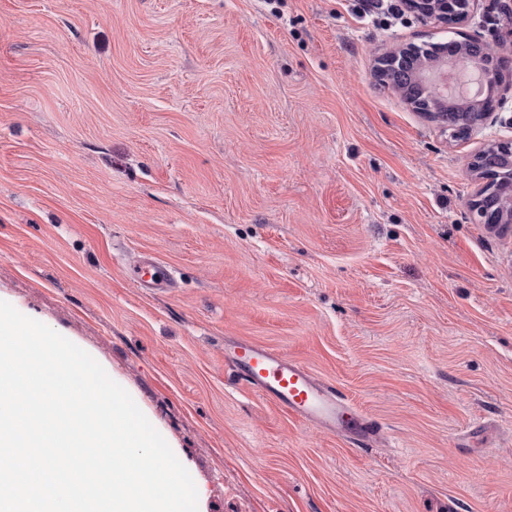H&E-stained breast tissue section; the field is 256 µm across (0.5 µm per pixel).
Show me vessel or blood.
Returning a JSON list of instances; mask_svg holds the SVG:
<instances>
[{"mask_svg": "<svg viewBox=\"0 0 512 512\" xmlns=\"http://www.w3.org/2000/svg\"><path fill=\"white\" fill-rule=\"evenodd\" d=\"M127 275L141 288L167 287L173 281L170 267L151 259L128 265ZM225 357L242 385L287 412L289 418L359 447L369 446L377 436V427L354 402L302 363L249 340L236 341Z\"/></svg>", "mask_w": 512, "mask_h": 512, "instance_id": "obj_1", "label": "vessel or blood"}]
</instances>
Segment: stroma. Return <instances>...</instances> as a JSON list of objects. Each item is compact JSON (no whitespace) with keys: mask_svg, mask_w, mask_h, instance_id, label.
<instances>
[{"mask_svg":"<svg viewBox=\"0 0 512 512\" xmlns=\"http://www.w3.org/2000/svg\"><path fill=\"white\" fill-rule=\"evenodd\" d=\"M447 37L361 0H0V295L131 395L204 512H512V227L474 223L467 168L512 127L449 139L373 76ZM239 339L379 438L246 390ZM126 269L128 277L140 288L167 287L173 281L170 267L155 260L135 261ZM224 355L242 385L287 412L289 418L359 447L369 446L379 434L354 402L302 363L249 340L236 341Z\"/></svg>","mask_w":512,"mask_h":512,"instance_id":"35a3bbf8","label":"stroma"}]
</instances>
